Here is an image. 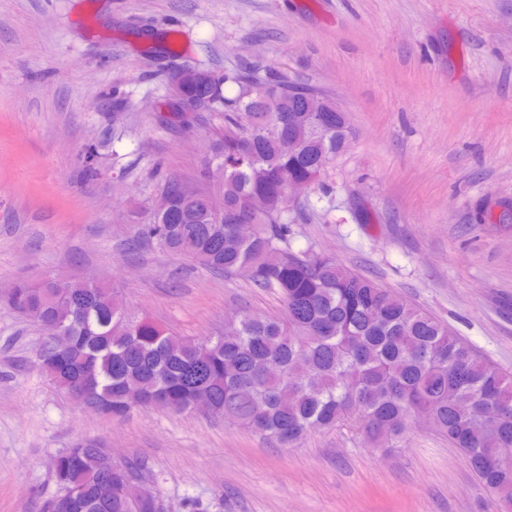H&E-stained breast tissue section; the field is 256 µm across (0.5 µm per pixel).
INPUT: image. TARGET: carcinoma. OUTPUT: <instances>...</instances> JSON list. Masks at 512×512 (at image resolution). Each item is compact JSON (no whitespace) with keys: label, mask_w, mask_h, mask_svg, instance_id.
Returning <instances> with one entry per match:
<instances>
[{"label":"carcinoma","mask_w":512,"mask_h":512,"mask_svg":"<svg viewBox=\"0 0 512 512\" xmlns=\"http://www.w3.org/2000/svg\"><path fill=\"white\" fill-rule=\"evenodd\" d=\"M181 74L182 116L218 112L207 144L205 180L220 197L176 177L165 180L132 241L189 258L213 273L238 274L279 294L283 315L238 310L201 340L178 336L126 309L113 288L81 277L18 284L8 304L24 317L61 327L65 363L38 359L74 402L113 418L140 408L182 413L207 396L213 415L295 447L314 430L359 425L373 446L403 438L419 422L448 439L482 488L512 512V372L488 361L448 323L360 275L336 258L296 252L288 224V177L316 181L325 156L350 133L349 114L320 127L306 98H336L312 85L250 69L217 73L189 63ZM237 87L233 97L224 85ZM290 131L292 155L279 140ZM252 225L243 235L239 225ZM141 466L113 463L103 446L81 440L58 455L53 474L70 493L47 512H162L138 499ZM112 480V495L102 485Z\"/></svg>","instance_id":"cac0c4a2"}]
</instances>
